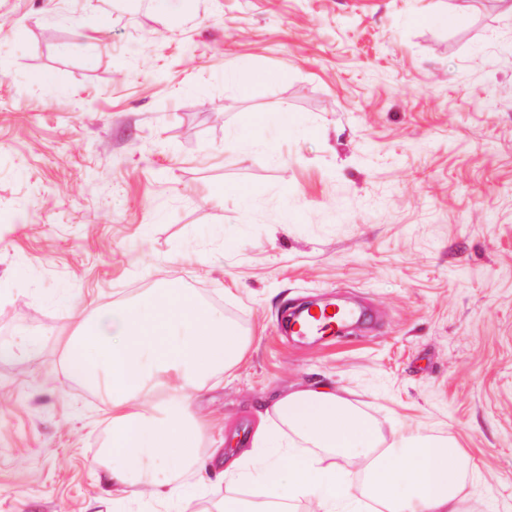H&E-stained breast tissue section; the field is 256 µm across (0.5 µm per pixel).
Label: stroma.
I'll list each match as a JSON object with an SVG mask.
<instances>
[{
	"label": "stroma",
	"instance_id": "obj_1",
	"mask_svg": "<svg viewBox=\"0 0 512 512\" xmlns=\"http://www.w3.org/2000/svg\"><path fill=\"white\" fill-rule=\"evenodd\" d=\"M162 288L240 319L242 360L190 402L210 477L263 423L384 512L271 411L327 384L456 445L466 512H512L501 0H0V512H216L190 469L169 502L108 484L112 401L67 371L81 317ZM336 299L375 325L284 331Z\"/></svg>",
	"mask_w": 512,
	"mask_h": 512
}]
</instances>
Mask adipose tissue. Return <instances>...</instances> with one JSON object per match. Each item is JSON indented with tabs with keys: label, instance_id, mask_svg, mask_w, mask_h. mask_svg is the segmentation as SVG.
Here are the masks:
<instances>
[{
	"label": "adipose tissue",
	"instance_id": "adipose-tissue-1",
	"mask_svg": "<svg viewBox=\"0 0 512 512\" xmlns=\"http://www.w3.org/2000/svg\"><path fill=\"white\" fill-rule=\"evenodd\" d=\"M70 356L85 369L86 381L112 398L107 480L118 486L166 471L170 477L156 496L165 500L176 494L180 486L175 476L194 464L200 435L185 392L242 358L241 336L189 292L169 289L123 308L110 322L82 319ZM175 381L184 386V394H171ZM161 395L168 398L163 416L140 404L144 397ZM273 411L317 447L363 461L386 512H462L461 457L454 445L409 429L400 431L396 444H387L329 386L289 393L274 403ZM223 476L265 483L281 501L319 486L317 512H342L349 499V483L337 476L335 467L315 456H296L263 427L257 429L252 448L232 458Z\"/></svg>",
	"mask_w": 512,
	"mask_h": 512
}]
</instances>
